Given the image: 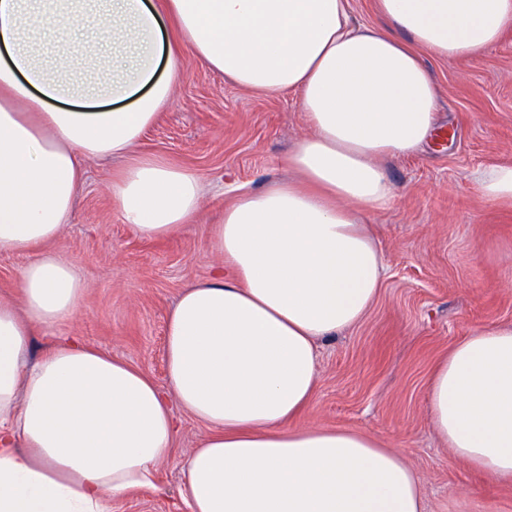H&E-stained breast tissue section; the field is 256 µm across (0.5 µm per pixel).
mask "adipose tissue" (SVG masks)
Wrapping results in <instances>:
<instances>
[{
	"label": "adipose tissue",
	"instance_id": "adipose-tissue-1",
	"mask_svg": "<svg viewBox=\"0 0 512 512\" xmlns=\"http://www.w3.org/2000/svg\"><path fill=\"white\" fill-rule=\"evenodd\" d=\"M0 0V253L35 257L0 296V512H104L155 487L178 424L207 431L183 462L187 512H424L403 458L349 429L298 428L317 340L356 325L383 281L363 214L388 209L381 158L433 133L422 52L476 58L512 26V0ZM190 52L255 93H296L309 131L287 157L301 182L225 206L210 230L224 270L183 289L165 330L166 383L71 339L33 356L36 332L86 294L51 243L86 159L123 155L124 223L174 235L202 199L197 172L134 154ZM512 202V163L475 176ZM428 405L454 456L512 483V327L478 328L436 365Z\"/></svg>",
	"mask_w": 512,
	"mask_h": 512
}]
</instances>
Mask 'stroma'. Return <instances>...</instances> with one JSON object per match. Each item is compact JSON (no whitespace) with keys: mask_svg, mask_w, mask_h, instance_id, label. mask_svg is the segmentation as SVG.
I'll use <instances>...</instances> for the list:
<instances>
[{"mask_svg":"<svg viewBox=\"0 0 512 512\" xmlns=\"http://www.w3.org/2000/svg\"><path fill=\"white\" fill-rule=\"evenodd\" d=\"M423 61L438 88L442 136L383 160L394 202L366 216L383 254L382 287L356 326L317 341V389L295 424L358 430L401 453L422 483L426 512H512V484L455 458L427 402L429 377L455 343L478 327L512 325V205L482 199L472 184L476 170L512 163V28L478 58L427 53ZM307 131L296 94L254 93L184 55L171 103L134 151L198 172L200 209L174 236L145 238L124 224L112 194L125 159L86 161L55 248L78 265L87 293L55 337H80L165 384L166 319L182 289L220 262L210 230L233 201L225 186L258 191L296 180L286 159ZM177 417L156 488L109 500L107 512H183V460L206 427Z\"/></svg>","mask_w":512,"mask_h":512,"instance_id":"stroma-1","label":"stroma"}]
</instances>
